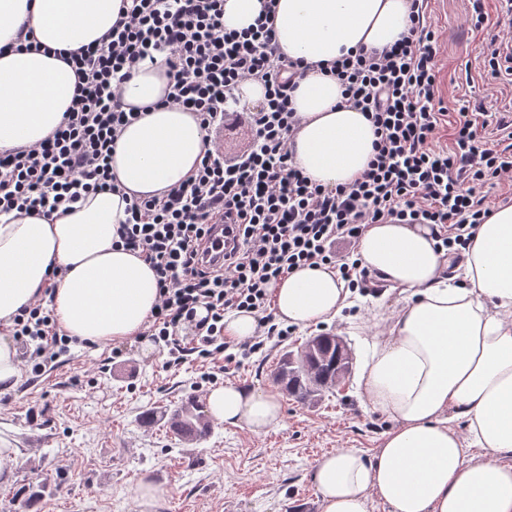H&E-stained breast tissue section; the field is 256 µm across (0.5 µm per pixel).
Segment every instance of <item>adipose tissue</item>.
Here are the masks:
<instances>
[{
    "label": "adipose tissue",
    "mask_w": 512,
    "mask_h": 512,
    "mask_svg": "<svg viewBox=\"0 0 512 512\" xmlns=\"http://www.w3.org/2000/svg\"><path fill=\"white\" fill-rule=\"evenodd\" d=\"M121 0H0V152L52 135L77 79L53 50L97 43ZM407 0H277L279 50L309 69L292 97L302 124L291 145L312 182H353L376 135L363 112L319 66L359 47L382 48L409 24ZM27 27L38 49L16 48ZM163 61H143L123 87L144 115L126 126L111 168L122 193L91 194L60 215L0 216V323L53 288L61 331L93 344L137 336L158 300L143 258L115 246L126 196L148 197L184 182L204 150L194 113L166 105ZM362 266L400 290L404 306L367 342L357 389L395 426L374 458L356 449L323 457L313 475L321 512H369L372 497L392 512H512V204L477 228L459 267L423 224H372L361 236ZM62 277L52 278L53 269ZM275 314L301 329L329 322L351 303L337 270L302 267L271 288ZM211 418L260 432L278 425L276 395L233 383L212 389ZM482 449L466 459V447Z\"/></svg>",
    "instance_id": "obj_1"
}]
</instances>
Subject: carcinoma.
<instances>
[{"label":"carcinoma","mask_w":512,"mask_h":512,"mask_svg":"<svg viewBox=\"0 0 512 512\" xmlns=\"http://www.w3.org/2000/svg\"><path fill=\"white\" fill-rule=\"evenodd\" d=\"M352 352L339 346L331 333L311 336L297 352L287 351L280 358L276 381L291 397L302 403H314L336 388L350 374ZM170 424L180 436L203 438L210 431V422L194 400L182 402L170 417ZM45 486L28 483L16 491L26 508L35 507Z\"/></svg>","instance_id":"1"}]
</instances>
